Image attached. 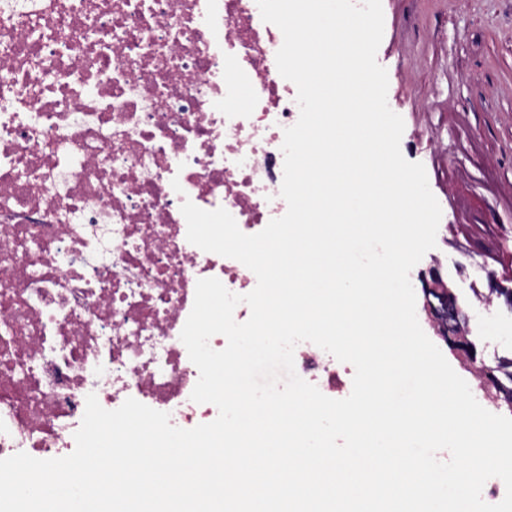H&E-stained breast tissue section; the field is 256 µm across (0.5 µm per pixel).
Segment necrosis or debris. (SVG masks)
Returning <instances> with one entry per match:
<instances>
[{
    "label": "necrosis or debris",
    "mask_w": 512,
    "mask_h": 512,
    "mask_svg": "<svg viewBox=\"0 0 512 512\" xmlns=\"http://www.w3.org/2000/svg\"><path fill=\"white\" fill-rule=\"evenodd\" d=\"M282 43L256 0H0V459L71 454L91 393L217 418L180 334L198 280L257 278L191 244L181 205L249 235L286 213ZM294 361L349 396L351 364L310 342Z\"/></svg>",
    "instance_id": "1"
}]
</instances>
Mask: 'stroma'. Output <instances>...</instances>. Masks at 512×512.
Listing matches in <instances>:
<instances>
[{"label":"stroma","instance_id":"stroma-1","mask_svg":"<svg viewBox=\"0 0 512 512\" xmlns=\"http://www.w3.org/2000/svg\"><path fill=\"white\" fill-rule=\"evenodd\" d=\"M376 59L387 100L404 120L400 148L422 163L442 218L436 246L410 273L417 318L423 278L438 272L456 295L486 363L512 358V0H382Z\"/></svg>","mask_w":512,"mask_h":512}]
</instances>
